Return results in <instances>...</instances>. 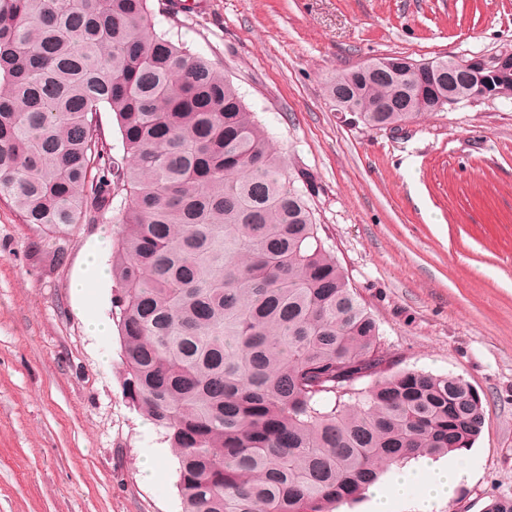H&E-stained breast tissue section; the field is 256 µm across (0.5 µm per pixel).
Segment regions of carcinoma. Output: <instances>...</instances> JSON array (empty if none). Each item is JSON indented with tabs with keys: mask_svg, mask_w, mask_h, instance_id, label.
<instances>
[{
	"mask_svg": "<svg viewBox=\"0 0 512 512\" xmlns=\"http://www.w3.org/2000/svg\"><path fill=\"white\" fill-rule=\"evenodd\" d=\"M154 14L151 0H0V202L52 236L116 225L123 389L178 459L182 512H335L411 458L463 455L481 398L396 368L320 236L313 180ZM384 61L326 78L336 110L392 129L448 106V60ZM99 123L104 133L106 142L112 148V156L116 158L122 157V140L114 114L110 112H101L99 116Z\"/></svg>",
	"mask_w": 512,
	"mask_h": 512,
	"instance_id": "1",
	"label": "carcinoma"
}]
</instances>
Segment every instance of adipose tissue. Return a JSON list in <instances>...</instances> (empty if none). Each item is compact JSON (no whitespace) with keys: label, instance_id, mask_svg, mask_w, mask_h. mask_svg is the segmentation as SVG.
<instances>
[{"label":"adipose tissue","instance_id":"ef3b65f1","mask_svg":"<svg viewBox=\"0 0 512 512\" xmlns=\"http://www.w3.org/2000/svg\"><path fill=\"white\" fill-rule=\"evenodd\" d=\"M112 278L99 245H90L84 256V267L74 274L71 282L72 294L79 302H87L90 291L107 285ZM423 477L424 485L419 495H412L415 477ZM460 471L433 459L422 457L397 467L391 486L371 487L372 512H391L395 499H412L413 512H435L437 506L449 501L458 486Z\"/></svg>","mask_w":512,"mask_h":512}]
</instances>
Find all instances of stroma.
Here are the masks:
<instances>
[{
	"instance_id": "obj_1",
	"label": "stroma",
	"mask_w": 512,
	"mask_h": 512,
	"mask_svg": "<svg viewBox=\"0 0 512 512\" xmlns=\"http://www.w3.org/2000/svg\"><path fill=\"white\" fill-rule=\"evenodd\" d=\"M156 31L220 64L290 169L398 367L463 377L485 408L437 512L512 497V99L399 130L337 111L324 82L379 57L418 62L512 42V0H205ZM105 219L59 236L0 204V512H181L177 460L123 389L117 333L89 335L70 288Z\"/></svg>"
}]
</instances>
